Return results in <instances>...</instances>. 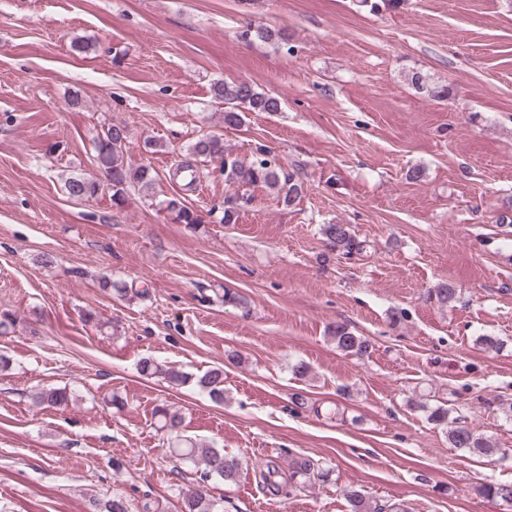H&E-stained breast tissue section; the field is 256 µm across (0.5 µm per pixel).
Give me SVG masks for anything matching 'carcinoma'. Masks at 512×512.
<instances>
[{
    "label": "carcinoma",
    "mask_w": 512,
    "mask_h": 512,
    "mask_svg": "<svg viewBox=\"0 0 512 512\" xmlns=\"http://www.w3.org/2000/svg\"><path fill=\"white\" fill-rule=\"evenodd\" d=\"M215 97L224 100L231 110L224 112V125L239 127L243 124L248 112H277L280 101L256 90L247 81H218L213 86ZM130 142V131L122 122H111L104 126L94 140L95 163L98 170L106 171L110 176V188H105L98 179L85 177H69L64 188L67 194L76 199L89 200L105 193L109 194L112 207L121 209L129 202L130 197H140L155 202L158 210L164 211L176 224L193 228L202 223L198 211L187 205L179 194H172L162 200H155V171L147 163L136 168L128 166L124 161V152ZM194 164L188 170L194 179L200 178L199 166L216 159L221 161V172L224 182L239 189L248 190L265 186L273 190L279 200L291 206L301 199L305 183L298 173L272 158L266 149L259 147L255 156L249 161L240 160L224 148V137L221 133H206L195 139L188 148ZM244 196H233L224 201L223 216L220 222L233 224L236 222L239 203L246 202ZM320 233L329 251L348 258L363 252L366 244L357 239L348 224H322ZM98 288L117 300L130 301L134 297L146 294V291L133 287L123 278L105 275L98 281ZM437 304L446 307L457 300L456 289L444 283L432 290ZM330 337L339 350L350 356L363 357L371 348L370 342L363 336L353 333L346 325L337 324L330 331ZM140 373L147 378H162L174 386L190 381L216 404L224 403V367L218 365L207 370L203 375L192 378L189 374L173 365L155 359L145 358L139 363ZM71 390L46 386L33 393L35 404L42 407H62L71 402ZM453 409L441 404L430 410L428 420L446 429L449 444L472 456L489 457L497 454L499 449L493 442L476 433L466 425L464 417L451 416ZM182 418L175 412L160 410L159 430L166 432L168 452L171 457L182 463L202 466L199 480L203 483L210 479L225 482L235 481L242 471V459L236 454L216 448L196 438L182 433ZM291 470L290 482L276 480L279 467L276 461L269 460L259 471L262 485L285 498L303 490L307 483L315 481L327 482L331 479L332 469L323 462L307 455H296L289 462ZM481 496L492 500L512 503V482L484 483L479 486ZM347 503V512H402L396 504L378 505L372 503L362 492L346 489L343 492ZM181 512H219L216 501L196 489L184 494Z\"/></svg>",
    "instance_id": "cac0c4a2"
}]
</instances>
